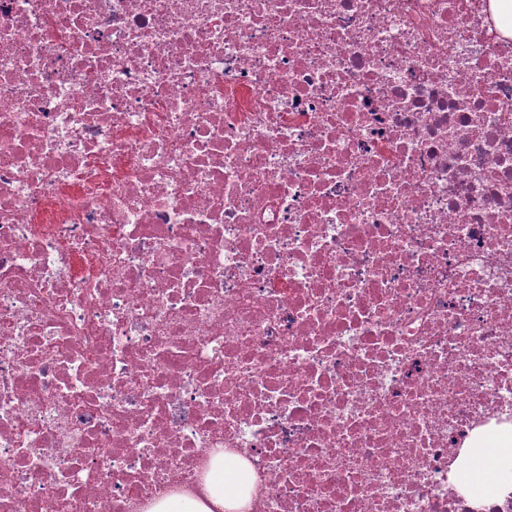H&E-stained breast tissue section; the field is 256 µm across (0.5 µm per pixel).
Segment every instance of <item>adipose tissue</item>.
Wrapping results in <instances>:
<instances>
[{
  "mask_svg": "<svg viewBox=\"0 0 512 512\" xmlns=\"http://www.w3.org/2000/svg\"><path fill=\"white\" fill-rule=\"evenodd\" d=\"M251 468L238 457L215 458L199 492L168 495L146 508L145 512H244L249 504L241 487L253 486Z\"/></svg>",
  "mask_w": 512,
  "mask_h": 512,
  "instance_id": "obj_1",
  "label": "adipose tissue"
}]
</instances>
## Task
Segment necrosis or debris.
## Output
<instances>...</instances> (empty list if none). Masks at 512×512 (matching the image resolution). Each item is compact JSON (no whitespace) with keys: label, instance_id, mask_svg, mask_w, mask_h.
<instances>
[{"label":"necrosis or debris","instance_id":"4bbe7bcc","mask_svg":"<svg viewBox=\"0 0 512 512\" xmlns=\"http://www.w3.org/2000/svg\"><path fill=\"white\" fill-rule=\"evenodd\" d=\"M490 0H0V512H512ZM474 462L471 468L464 471V479L472 482H478L479 480L484 481L489 477L487 471L496 470L497 457L501 455L512 456V444L511 446H504L501 448L486 449L483 446H477L474 451ZM475 460H478L483 464L479 467ZM255 476L238 457L224 453L215 458L200 486V494L182 492L168 495L145 509V512H244L249 498L239 493L243 486L252 487Z\"/></svg>","mask_w":512,"mask_h":512}]
</instances>
